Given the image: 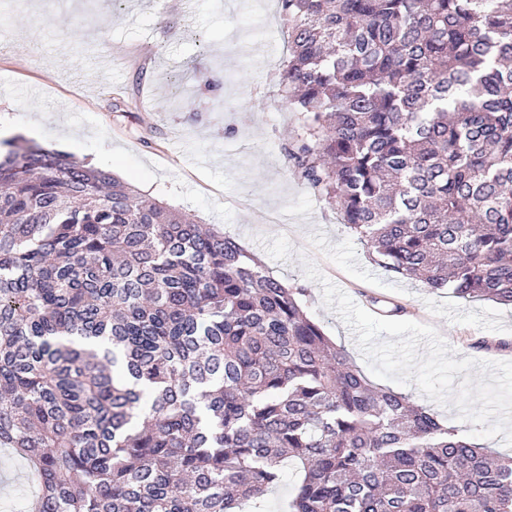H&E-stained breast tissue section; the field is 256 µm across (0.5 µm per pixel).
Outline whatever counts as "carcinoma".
<instances>
[{
    "label": "carcinoma",
    "instance_id": "obj_1",
    "mask_svg": "<svg viewBox=\"0 0 512 512\" xmlns=\"http://www.w3.org/2000/svg\"><path fill=\"white\" fill-rule=\"evenodd\" d=\"M297 176L371 260L512 303V0H279ZM224 232L0 151V448L30 512H512V457L373 385ZM293 492V479L291 471L285 470L282 481L266 495L261 511L262 512H283L288 498Z\"/></svg>",
    "mask_w": 512,
    "mask_h": 512
}]
</instances>
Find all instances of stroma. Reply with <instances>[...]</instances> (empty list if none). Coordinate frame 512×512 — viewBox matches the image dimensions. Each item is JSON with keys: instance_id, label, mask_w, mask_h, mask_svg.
<instances>
[{"instance_id": "obj_1", "label": "stroma", "mask_w": 512, "mask_h": 512, "mask_svg": "<svg viewBox=\"0 0 512 512\" xmlns=\"http://www.w3.org/2000/svg\"><path fill=\"white\" fill-rule=\"evenodd\" d=\"M0 139L24 137L110 169L146 198L224 231L305 307L359 370L351 330L304 261L362 308L371 298L432 326L456 359L512 361V309L466 302L376 266L333 205L295 174L304 133L276 86L288 36L278 0H0ZM208 78L196 86L192 71ZM38 492L0 448V512Z\"/></svg>"}]
</instances>
